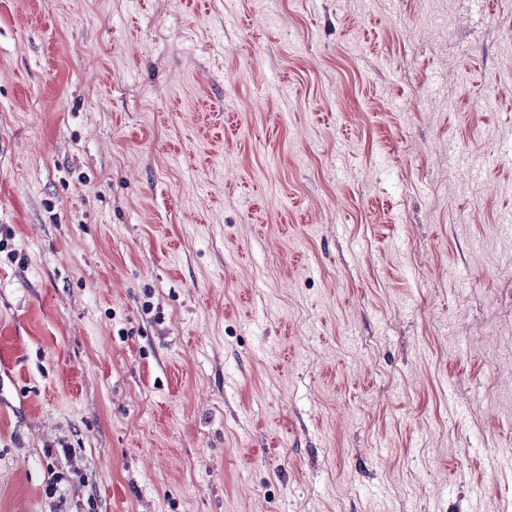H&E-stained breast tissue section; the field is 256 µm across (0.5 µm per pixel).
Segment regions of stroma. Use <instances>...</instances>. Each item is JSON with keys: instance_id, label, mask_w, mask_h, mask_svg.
Here are the masks:
<instances>
[{"instance_id": "35a3bbf8", "label": "stroma", "mask_w": 512, "mask_h": 512, "mask_svg": "<svg viewBox=\"0 0 512 512\" xmlns=\"http://www.w3.org/2000/svg\"><path fill=\"white\" fill-rule=\"evenodd\" d=\"M508 213L512 0H0V512H512Z\"/></svg>"}]
</instances>
